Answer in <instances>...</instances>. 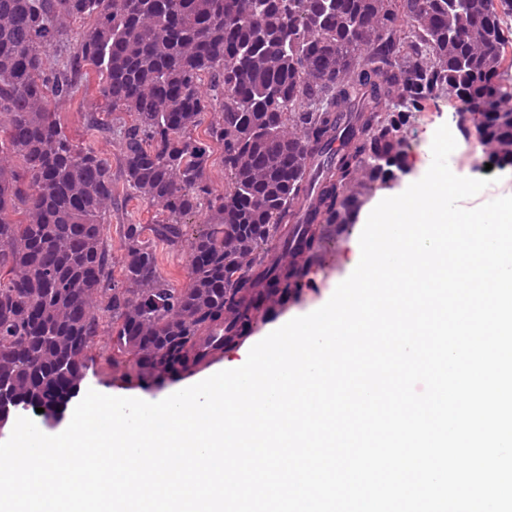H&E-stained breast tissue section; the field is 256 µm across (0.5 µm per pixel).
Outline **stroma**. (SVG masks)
Returning <instances> with one entry per match:
<instances>
[{"label": "stroma", "instance_id": "obj_1", "mask_svg": "<svg viewBox=\"0 0 512 512\" xmlns=\"http://www.w3.org/2000/svg\"><path fill=\"white\" fill-rule=\"evenodd\" d=\"M103 83L101 72L95 68H85L78 92L71 99L52 103L51 108L56 114L62 132L76 145L91 147L107 157L112 165H120V138H104L89 124L90 117L108 121L113 128H120L127 122L128 116L123 112L113 111L109 102L102 96L100 89ZM456 102L438 99L424 104L420 111L411 117L407 128L409 149L407 164L397 179L390 185L379 188L371 197V204H378L382 199L398 195L410 183L420 180L427 172L432 155L429 151L430 141L441 125L454 128L456 148L450 155L448 164L452 171L468 178H492V185L478 195L464 200L463 205L474 208L499 198L501 195L512 194V174L507 169L495 166L486 167L485 154L475 136L465 135L457 131L455 112ZM163 218L162 208L137 196L125 184L120 173L112 175V213L105 225V239L109 245L114 261H121L122 227L126 224H155ZM364 228L363 222H355L349 236L332 252L324 270L319 271L313 282L312 291L305 300L297 305L277 311L274 316L258 322L255 330L241 343L225 351L218 361L208 364L194 372V379H201L222 368H230L246 359L253 345L264 339L272 331L281 327L291 319L308 314L324 305L332 296L336 286L350 275L359 258V237ZM108 337H101L97 346L90 353L88 376L82 384L83 389L119 397L142 394L145 401L159 400L164 391L174 390V383H167L165 389L140 391L138 386L126 382L120 376L102 373V358L110 354Z\"/></svg>", "mask_w": 512, "mask_h": 512}]
</instances>
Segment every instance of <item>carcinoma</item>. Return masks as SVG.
<instances>
[{
    "instance_id": "cac0c4a2",
    "label": "carcinoma",
    "mask_w": 512,
    "mask_h": 512,
    "mask_svg": "<svg viewBox=\"0 0 512 512\" xmlns=\"http://www.w3.org/2000/svg\"><path fill=\"white\" fill-rule=\"evenodd\" d=\"M500 2L0 0V397L10 414L42 408L43 423L57 420L105 334L106 363L149 389L222 357L268 317L266 303H300L373 191L403 170L409 118L427 101L458 102L467 133L484 114L479 143L511 164L512 0ZM87 18L73 53L46 71L42 49L69 42L65 20ZM85 66L131 117L124 181L165 213L123 225L119 280L104 238L112 165L73 144L49 105L74 95ZM216 105L208 139L194 136ZM204 202L209 214L188 237ZM146 230L187 248L183 287L160 274Z\"/></svg>"
}]
</instances>
